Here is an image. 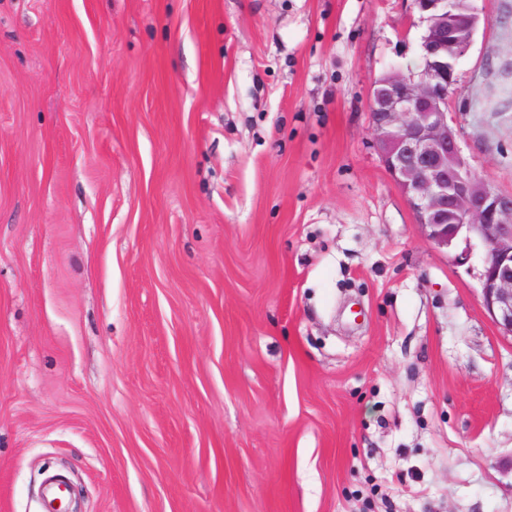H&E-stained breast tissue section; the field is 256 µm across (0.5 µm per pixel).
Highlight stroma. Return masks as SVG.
Masks as SVG:
<instances>
[{
    "label": "stroma",
    "mask_w": 512,
    "mask_h": 512,
    "mask_svg": "<svg viewBox=\"0 0 512 512\" xmlns=\"http://www.w3.org/2000/svg\"><path fill=\"white\" fill-rule=\"evenodd\" d=\"M448 110L512 193V0ZM411 0H0V512H512V338L368 110Z\"/></svg>",
    "instance_id": "obj_1"
}]
</instances>
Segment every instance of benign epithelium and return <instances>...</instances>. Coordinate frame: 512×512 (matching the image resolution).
Wrapping results in <instances>:
<instances>
[{"label":"benign epithelium","instance_id":"obj_1","mask_svg":"<svg viewBox=\"0 0 512 512\" xmlns=\"http://www.w3.org/2000/svg\"><path fill=\"white\" fill-rule=\"evenodd\" d=\"M425 25L420 64L376 81L369 98L376 143L385 168L401 188L427 240L438 248L463 241L483 247L484 305L500 331L512 337V194L491 188L464 157L448 121L456 74L444 58L461 59L480 23L469 15L448 20L447 0H411Z\"/></svg>","mask_w":512,"mask_h":512}]
</instances>
